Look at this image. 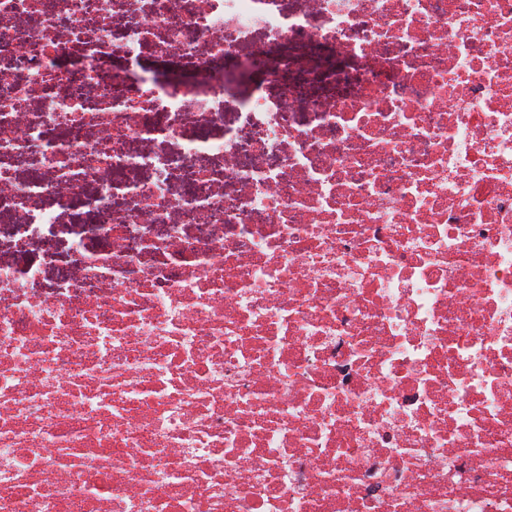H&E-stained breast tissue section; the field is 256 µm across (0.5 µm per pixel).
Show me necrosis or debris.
I'll return each instance as SVG.
<instances>
[{
  "label": "necrosis or debris",
  "instance_id": "4bbe7bcc",
  "mask_svg": "<svg viewBox=\"0 0 512 512\" xmlns=\"http://www.w3.org/2000/svg\"><path fill=\"white\" fill-rule=\"evenodd\" d=\"M0 512H512V0H0Z\"/></svg>",
  "mask_w": 512,
  "mask_h": 512
}]
</instances>
